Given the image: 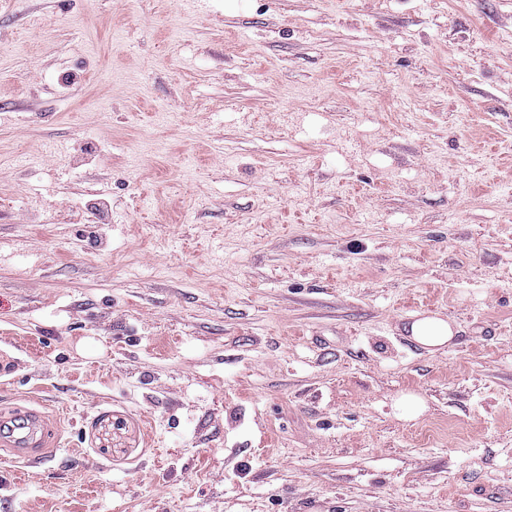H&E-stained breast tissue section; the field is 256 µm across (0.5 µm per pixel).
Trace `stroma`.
<instances>
[{"instance_id": "obj_1", "label": "stroma", "mask_w": 512, "mask_h": 512, "mask_svg": "<svg viewBox=\"0 0 512 512\" xmlns=\"http://www.w3.org/2000/svg\"><path fill=\"white\" fill-rule=\"evenodd\" d=\"M16 404L0 512H512V0H0ZM404 330L410 340L430 353L451 345L457 335L453 322L437 314L419 315ZM53 435L46 416L35 409L15 407L0 414V446L14 456V463L27 466L37 456L55 453L57 448H49Z\"/></svg>"}]
</instances>
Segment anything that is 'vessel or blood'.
I'll use <instances>...</instances> for the list:
<instances>
[{"instance_id": "obj_1", "label": "vessel or blood", "mask_w": 512, "mask_h": 512, "mask_svg": "<svg viewBox=\"0 0 512 512\" xmlns=\"http://www.w3.org/2000/svg\"><path fill=\"white\" fill-rule=\"evenodd\" d=\"M54 430L37 410L17 407L0 414V447L8 450L14 463L27 465L49 454Z\"/></svg>"}]
</instances>
